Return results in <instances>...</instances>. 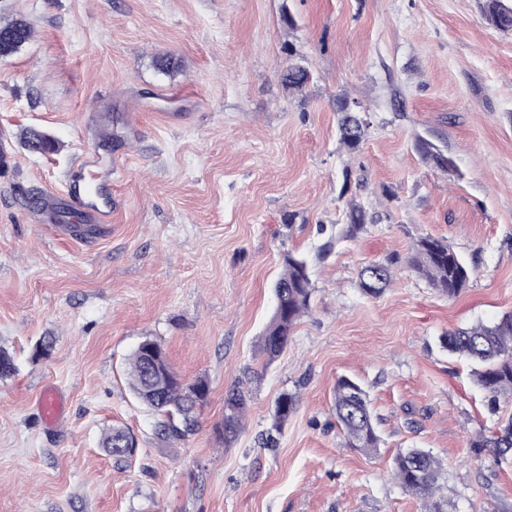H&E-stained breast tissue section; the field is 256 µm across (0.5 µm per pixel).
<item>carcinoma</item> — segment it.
I'll return each mask as SVG.
<instances>
[{"label": "carcinoma", "mask_w": 512, "mask_h": 512, "mask_svg": "<svg viewBox=\"0 0 512 512\" xmlns=\"http://www.w3.org/2000/svg\"><path fill=\"white\" fill-rule=\"evenodd\" d=\"M484 15L493 27L512 30V4L507 0H484ZM31 37L30 27L21 21L0 24V60L15 53ZM282 81L288 89L301 92L309 79L306 69L290 64ZM347 99L336 101L340 113V141L354 152L363 138L366 122L354 112L345 111ZM23 145L32 153H50L51 140L36 129L26 131ZM345 237L353 238L366 224V213L357 204L347 211ZM409 265L424 276L439 292L455 298L467 287L471 270L467 262L448 242L432 236L422 237L414 245ZM389 268L370 264L360 272L359 287L368 295L381 294L390 284ZM275 308L260 338V352L268 360L279 356L288 345L289 337L298 318L310 307L312 281L305 259L289 254L274 285ZM443 345L474 365L473 375L486 394L489 411L497 412L499 397L512 393V313L504 314L492 324L478 322L466 328L448 332ZM149 341L141 342L129 359V384L136 398L160 416L158 435L168 441H184L195 431V413L208 396V383L203 378L185 381L171 366L164 347L154 343V356L146 352ZM295 396L284 393L277 402L266 443L276 441L288 416L293 412ZM248 407L244 392L234 389L226 398L227 412L221 430L224 440L234 438L241 427ZM336 419L341 424L347 446L370 450L378 446L374 416L365 390L347 377L340 378L335 389ZM138 446L136 436L129 430L113 428L102 438V447L112 456L128 458ZM504 456L512 452V417L500 428V435L482 443ZM441 464L431 453L419 448L400 449L394 457V473L400 484L414 496L431 500L429 512H445L442 502L434 500L441 477Z\"/></svg>", "instance_id": "cac0c4a2"}]
</instances>
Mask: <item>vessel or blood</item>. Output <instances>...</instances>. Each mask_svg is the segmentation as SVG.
I'll return each mask as SVG.
<instances>
[{"mask_svg": "<svg viewBox=\"0 0 512 512\" xmlns=\"http://www.w3.org/2000/svg\"><path fill=\"white\" fill-rule=\"evenodd\" d=\"M112 171V165L104 164L89 149L81 155L66 185L65 198L97 224L112 220Z\"/></svg>", "mask_w": 512, "mask_h": 512, "instance_id": "vessel-or-blood-1", "label": "vessel or blood"}]
</instances>
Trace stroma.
<instances>
[{"label":"stroma","instance_id":"stroma-1","mask_svg":"<svg viewBox=\"0 0 512 512\" xmlns=\"http://www.w3.org/2000/svg\"><path fill=\"white\" fill-rule=\"evenodd\" d=\"M31 38L0 61V512H426L393 477L401 448L443 467L447 512H512V455L476 447L490 412L449 330L512 312V31L482 0H0ZM178 58L161 70L159 58ZM305 66L302 93L281 81ZM367 121L341 145L336 100ZM50 154L20 144L28 128ZM426 139L453 161L442 170ZM115 159L112 221L49 220L27 196L63 192L75 158ZM367 224L343 239L349 204ZM447 239L472 265L448 299L410 268L415 241ZM312 270L308 313L274 360L259 352L287 252ZM390 266L381 295L363 266ZM160 342L205 378L195 433L170 443L129 388L128 359ZM50 355L34 359L41 340ZM369 393L381 444L347 447L340 377ZM249 392L233 441L224 397ZM63 410L46 422L40 401ZM296 397L276 447L281 394ZM119 426L138 447L101 445ZM125 442V447L122 446ZM138 442L136 436L127 429L112 428L105 433L102 438V447L111 455L117 458L132 457L137 449Z\"/></svg>","mask_w":512,"mask_h":512}]
</instances>
